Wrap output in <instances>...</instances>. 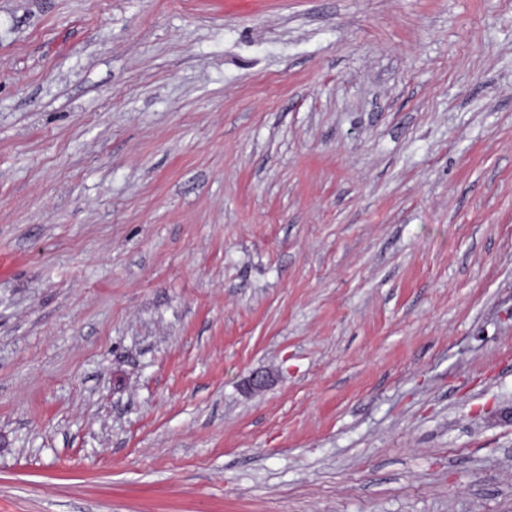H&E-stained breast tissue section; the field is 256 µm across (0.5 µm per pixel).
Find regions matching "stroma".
Here are the masks:
<instances>
[{
    "mask_svg": "<svg viewBox=\"0 0 512 512\" xmlns=\"http://www.w3.org/2000/svg\"><path fill=\"white\" fill-rule=\"evenodd\" d=\"M0 512H512V0H0Z\"/></svg>",
    "mask_w": 512,
    "mask_h": 512,
    "instance_id": "1",
    "label": "stroma"
}]
</instances>
